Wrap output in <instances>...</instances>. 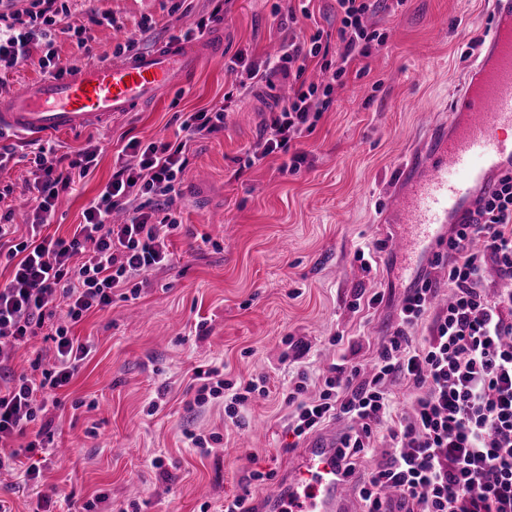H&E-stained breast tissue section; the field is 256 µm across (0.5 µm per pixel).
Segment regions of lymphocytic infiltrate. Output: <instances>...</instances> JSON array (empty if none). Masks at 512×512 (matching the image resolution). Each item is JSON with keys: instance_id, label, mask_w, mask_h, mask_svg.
I'll return each mask as SVG.
<instances>
[{"instance_id": "obj_1", "label": "lymphocytic infiltrate", "mask_w": 512, "mask_h": 512, "mask_svg": "<svg viewBox=\"0 0 512 512\" xmlns=\"http://www.w3.org/2000/svg\"><path fill=\"white\" fill-rule=\"evenodd\" d=\"M29 2L28 8L0 12V72L33 66L43 76H61L70 65L54 46L55 32L70 15V0ZM406 2L336 0L335 45L317 33L306 41H285L276 57L242 62L240 87L254 88L276 76L294 85L288 101L265 119L262 150L246 157L245 167L275 154L283 158L281 172L300 169L307 154L299 142L328 111L352 64L387 42L369 15H395ZM313 62L323 74L317 83L304 78ZM224 117L220 108L193 113L182 123L186 137L179 141H129L126 149L136 164L113 172L71 235L8 247L5 259L13 275L0 284V470H22L28 483L38 479V471L23 468L21 456L50 453L53 438L47 426L34 432L29 426L60 406L59 391L93 350L91 341L72 336V326L90 311L111 306L116 290L138 294L151 272L167 266L169 241L180 226L169 208L186 168V142L223 130ZM95 159L92 152L60 156L51 143L37 145L29 160L37 191L30 200L32 228L50 223L73 174H87ZM120 206L128 220L116 224L112 212ZM439 266L448 269L451 299L433 313L429 336L418 342L412 331L431 313V271ZM490 268L504 284L493 294L486 278ZM36 336L51 341V365L37 358L29 372L16 373V350ZM397 378L411 391L409 410L402 414L387 387ZM195 379V405L224 398V412L235 424L252 394L266 390L254 381L234 386L217 368L196 371ZM306 379L299 374L288 395L291 429L301 438L330 420L348 419L351 427L337 449L347 473L373 448L377 430L387 431L385 460L361 479L364 512H388L386 489L394 491L401 512H512V173L500 176L496 189L451 226L447 253L435 255L406 288L397 325L381 342L371 372L353 363L331 364L311 400L302 397Z\"/></svg>"}]
</instances>
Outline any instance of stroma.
Instances as JSON below:
<instances>
[{
    "mask_svg": "<svg viewBox=\"0 0 512 512\" xmlns=\"http://www.w3.org/2000/svg\"><path fill=\"white\" fill-rule=\"evenodd\" d=\"M289 0H227L213 33L222 54L192 81L111 123L55 136L60 153L81 150L96 164L60 198L43 236L70 234L85 205L112 177L122 147L174 139L192 113L223 104L241 54L265 56L291 36L335 33L336 0H311L310 18L281 26ZM215 0H82L68 18L89 40L57 33L59 55L80 67L145 53L209 18ZM488 0H407L396 16H370L387 44L367 70L351 68L315 131L303 140L307 160L281 173L269 156L244 170L259 147L267 112L284 104L286 80L274 78L238 101L224 129L192 142L173 209L183 223L171 240L173 260L153 273L137 299L114 300L73 329L95 349L60 392L54 444L66 458L35 454L38 483L0 472L5 512H224L225 499L261 495L253 472L279 475L301 442L289 431L285 400L298 373L316 392L320 369L340 359L370 367L408 283L393 263L401 232L381 212L398 166L424 137V114L448 113L473 61L471 40L484 37ZM109 13L112 25L92 22ZM372 252L373 266L356 260ZM384 295L376 308L357 297ZM340 343H333V336ZM217 367L233 383L265 379L266 394L226 420L224 403L189 405L197 369ZM209 436L191 447L187 433ZM162 467H154L155 459Z\"/></svg>",
    "mask_w": 512,
    "mask_h": 512,
    "instance_id": "obj_1",
    "label": "stroma"
}]
</instances>
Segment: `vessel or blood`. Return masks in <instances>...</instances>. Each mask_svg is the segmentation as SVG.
<instances>
[{"label":"vessel or blood","mask_w":512,"mask_h":512,"mask_svg":"<svg viewBox=\"0 0 512 512\" xmlns=\"http://www.w3.org/2000/svg\"><path fill=\"white\" fill-rule=\"evenodd\" d=\"M484 52L469 69L450 109L448 126L426 128L429 146L409 153L402 188L384 220L407 225L393 246L413 276L422 252L439 251L446 224L462 220L480 192L512 169V0H491ZM211 41H172L112 62L81 66L0 97V131L30 139L73 133L108 123L189 82ZM336 437L320 433L294 452L256 512H355L353 479L337 464Z\"/></svg>","instance_id":"1"}]
</instances>
